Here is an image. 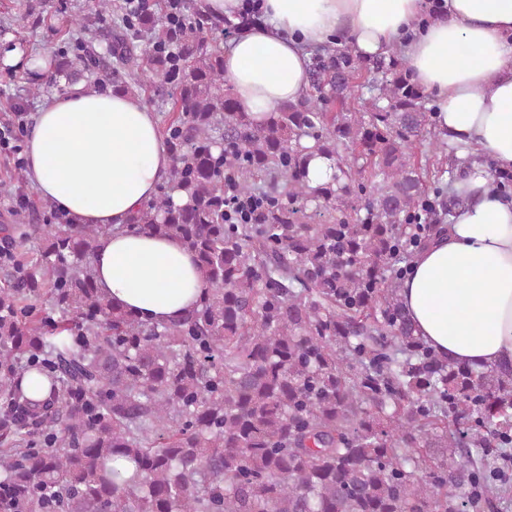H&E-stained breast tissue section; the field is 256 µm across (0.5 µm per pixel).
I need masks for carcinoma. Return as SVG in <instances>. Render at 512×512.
I'll return each mask as SVG.
<instances>
[{
    "label": "carcinoma",
    "mask_w": 512,
    "mask_h": 512,
    "mask_svg": "<svg viewBox=\"0 0 512 512\" xmlns=\"http://www.w3.org/2000/svg\"><path fill=\"white\" fill-rule=\"evenodd\" d=\"M44 7L71 54L42 56L30 93L81 80L127 92L140 70L168 89L169 178L126 228L179 238L204 292L185 316L145 322L95 287L111 226L20 224L13 210L0 228V486L18 512L508 509L496 461L512 459V362L438 355L398 296L407 257L466 201L453 170L424 180L416 143L450 158L456 146L431 131L409 70L318 49L309 92L256 124L224 76V20L205 7L182 0L177 28L123 0ZM316 154L336 173L313 188ZM230 186L262 204L256 219L230 223ZM427 448L450 453L433 462Z\"/></svg>",
    "instance_id": "obj_1"
}]
</instances>
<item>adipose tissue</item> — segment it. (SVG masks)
Instances as JSON below:
<instances>
[{
  "label": "adipose tissue",
  "mask_w": 512,
  "mask_h": 512,
  "mask_svg": "<svg viewBox=\"0 0 512 512\" xmlns=\"http://www.w3.org/2000/svg\"><path fill=\"white\" fill-rule=\"evenodd\" d=\"M263 0L262 25L224 49V74L254 121L309 90L312 48L340 35L370 58L399 47L413 81L434 93L450 143L479 145L512 170V0ZM27 178L75 224H109L93 265L113 305L149 322L190 312L203 287L193 252L175 237L124 226L168 176L159 120L132 94L58 93L26 138ZM484 166L457 187L469 204L447 234L415 258L400 298L417 333L459 364L512 360V201L494 192Z\"/></svg>",
  "instance_id": "obj_1"
}]
</instances>
